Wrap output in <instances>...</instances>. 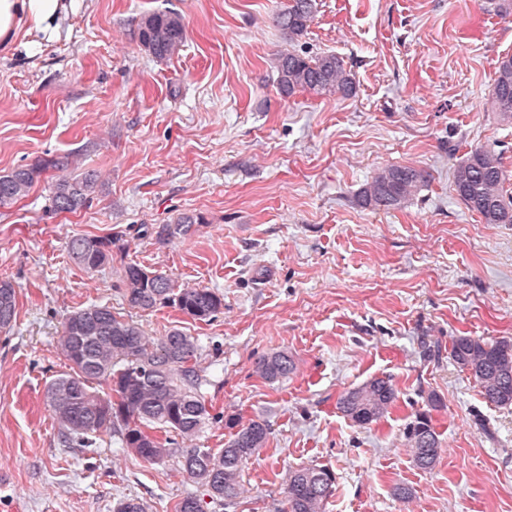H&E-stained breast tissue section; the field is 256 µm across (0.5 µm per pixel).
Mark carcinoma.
Masks as SVG:
<instances>
[{
	"mask_svg": "<svg viewBox=\"0 0 512 512\" xmlns=\"http://www.w3.org/2000/svg\"><path fill=\"white\" fill-rule=\"evenodd\" d=\"M317 11L318 0H288L277 15L284 39L291 44L302 38ZM134 37L144 51L166 60L182 50L185 26L176 13L153 12L140 19ZM273 65L284 96L309 90L349 97L356 89L351 71L332 53L309 55L288 49L274 54ZM488 104L502 120L512 123V56L499 62ZM37 173L34 167L21 166L0 174V207L27 195ZM98 178L88 172L56 179L50 185L51 210L73 213L83 208L96 191ZM425 179L423 171L414 167H382L360 188L357 203L366 208L398 209L415 196ZM452 179L459 199L484 223L512 224V196L505 192L508 174L502 152L484 146L471 149L455 165ZM201 223L198 216L183 215L174 224L158 225L152 233L156 243L165 245ZM113 245L110 235H74L68 251L77 263L96 271L112 264ZM120 278L124 297L134 308L171 305L195 321H209L224 310L220 293L179 286L169 276L136 263L122 264ZM16 314V289L1 280L0 329L11 328ZM59 347L70 371L48 383L45 398L60 425L64 445L84 447L105 433L118 436L121 447L149 463L175 456L187 476L205 487L213 500L226 510L235 508L243 493L244 468L264 448L271 427L261 417L243 423L231 415L224 420V427L232 430L224 447L194 446L207 424L218 420L210 414L202 393L206 380L195 368L200 349L197 338L176 327L153 337L110 307L92 304L66 317ZM450 356L476 380L487 402L512 405L511 341L457 336L451 342ZM253 368L272 383L288 377L294 365L287 353L276 352L257 357ZM98 381L110 386L111 396L105 398L92 390L91 384ZM397 398L390 380L374 377L342 393L337 408L354 424L366 427L385 417ZM428 406L406 428L413 461L424 470L435 465L441 452L431 416L440 401L431 395ZM335 490L332 468L320 464L297 467L288 472L282 512H324Z\"/></svg>",
	"mask_w": 512,
	"mask_h": 512,
	"instance_id": "obj_1",
	"label": "carcinoma"
}]
</instances>
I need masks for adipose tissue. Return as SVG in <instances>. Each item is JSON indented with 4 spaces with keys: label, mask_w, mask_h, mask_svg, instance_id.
I'll return each instance as SVG.
<instances>
[{
    "label": "adipose tissue",
    "mask_w": 512,
    "mask_h": 512,
    "mask_svg": "<svg viewBox=\"0 0 512 512\" xmlns=\"http://www.w3.org/2000/svg\"><path fill=\"white\" fill-rule=\"evenodd\" d=\"M66 9L65 0H0V42L22 47L41 35L53 37Z\"/></svg>",
    "instance_id": "ef3b65f1"
}]
</instances>
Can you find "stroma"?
I'll return each mask as SVG.
<instances>
[{
    "label": "stroma",
    "instance_id": "1",
    "mask_svg": "<svg viewBox=\"0 0 512 512\" xmlns=\"http://www.w3.org/2000/svg\"><path fill=\"white\" fill-rule=\"evenodd\" d=\"M287 3L71 0L60 37L0 49V173L45 167L0 208V280L17 292L16 322L0 330V512H113L126 497L175 512L189 494L223 512L177 459L144 462L107 434L61 443L45 389L69 369L64 318L93 303L150 334L198 338L203 393L221 417L198 446L223 447V417L269 420L234 512H281L289 470L311 463L337 475L325 512H512V406L486 402L449 355L459 335L512 341V224L483 223L452 184L476 146L503 151L512 171V124L487 104L512 55V15L492 0H319L295 47L342 58L356 94L285 97L271 59L286 46L276 16ZM158 11L186 30L167 60L133 39ZM56 160L103 175L77 212L51 210ZM387 165L427 181L403 208L360 206L357 191ZM184 213L204 219L193 234L164 246L148 235ZM75 234L113 236L114 257L218 290L223 312L204 322L130 307L117 268L71 259ZM275 351L295 369L270 383L252 362ZM374 377L398 399L363 428L336 402ZM432 394L442 453L424 470L404 429Z\"/></svg>",
    "mask_w": 512,
    "mask_h": 512
}]
</instances>
